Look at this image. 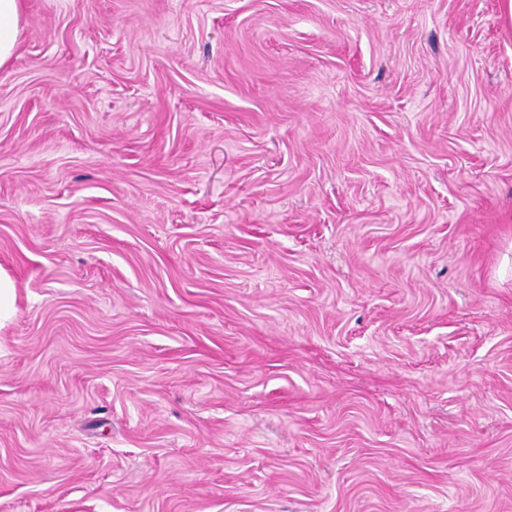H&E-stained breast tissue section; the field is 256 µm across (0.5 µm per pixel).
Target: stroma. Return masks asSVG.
<instances>
[{"label":"stroma","mask_w":512,"mask_h":512,"mask_svg":"<svg viewBox=\"0 0 512 512\" xmlns=\"http://www.w3.org/2000/svg\"><path fill=\"white\" fill-rule=\"evenodd\" d=\"M0 512H512L505 0H22Z\"/></svg>","instance_id":"1"}]
</instances>
